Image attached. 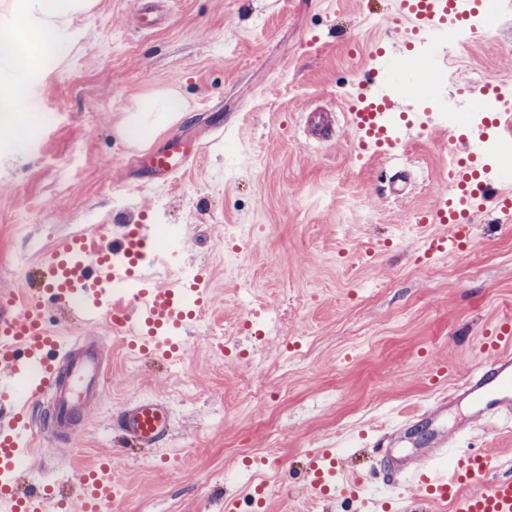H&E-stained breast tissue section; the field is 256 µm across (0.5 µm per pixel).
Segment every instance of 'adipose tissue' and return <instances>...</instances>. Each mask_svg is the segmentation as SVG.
Listing matches in <instances>:
<instances>
[{"instance_id": "ef3b65f1", "label": "adipose tissue", "mask_w": 512, "mask_h": 512, "mask_svg": "<svg viewBox=\"0 0 512 512\" xmlns=\"http://www.w3.org/2000/svg\"><path fill=\"white\" fill-rule=\"evenodd\" d=\"M85 0H36L37 31L32 41H19L14 33L0 32V62L8 63L11 70L25 71L33 51L43 54L57 52L52 38L56 28L66 24L77 11L85 8ZM187 110L184 100L171 91H161L141 103L122 128L131 140L141 141L159 126L179 121Z\"/></svg>"}]
</instances>
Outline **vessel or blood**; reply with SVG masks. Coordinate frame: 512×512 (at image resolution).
<instances>
[{
  "label": "vessel or blood",
  "mask_w": 512,
  "mask_h": 512,
  "mask_svg": "<svg viewBox=\"0 0 512 512\" xmlns=\"http://www.w3.org/2000/svg\"><path fill=\"white\" fill-rule=\"evenodd\" d=\"M483 0H395L397 13L420 40L445 39L449 25L466 26L478 14ZM345 105L348 123L366 158L392 159L410 129H440L448 134L450 164L448 191L437 193L425 211V223L444 224L447 234L426 233L422 249L434 257L455 251L471 241L474 215L487 209L512 215V192L491 163L494 144L512 142V92H479L454 103L450 113L417 112L405 126L402 99L371 89L360 82ZM476 115V123L459 127L453 113ZM200 151L168 147L142 152L153 177L148 185L159 192L172 186L187 171ZM158 250L150 225L101 224L57 239L36 269V284L24 294L0 295V369L12 384L11 395L0 392V512H67L78 498L80 512H103L116 496L117 486L106 466L88 468L72 483V492L51 491L33 483L20 489L19 460L27 454L30 433L39 430L79 447L88 408L97 404L107 373L104 348L97 337L63 339L51 327L47 312L81 311L84 325L107 317L114 333L133 347L155 357L177 356L176 336L190 333L191 307L208 297L203 276L185 266L176 278L156 269ZM466 400L473 412L464 427L437 429L428 448L404 459L391 481L387 498L448 501L453 512H512V475H497L498 458L463 447L467 429L512 418V322L495 332L486 356L476 370L448 395ZM174 424L169 403L150 395L130 402L119 417L123 439L136 447H155L170 435ZM452 458L453 467L441 461ZM313 499L323 500L332 490H364V478L348 479L331 451L309 454L304 473ZM470 480L474 489L462 495L458 486Z\"/></svg>",
  "instance_id": "vessel-or-blood-1"
}]
</instances>
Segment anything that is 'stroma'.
<instances>
[{
  "label": "stroma",
  "mask_w": 512,
  "mask_h": 512,
  "mask_svg": "<svg viewBox=\"0 0 512 512\" xmlns=\"http://www.w3.org/2000/svg\"><path fill=\"white\" fill-rule=\"evenodd\" d=\"M137 9L92 0L58 30L55 60L32 57L29 107L14 117L25 161L0 137V291L30 287L17 258L35 266L57 238L115 217L184 234L186 254L169 262L202 266L209 308L183 336L185 355L162 363L96 325L110 365L82 444L51 459L40 443L20 485L76 478L108 455L119 487L109 512H224L248 490L245 460L269 455L281 469L264 472L268 512H364L340 493L312 503L289 479L331 444L350 472L376 475L366 495L388 512L372 436L461 382L485 334L512 319V219L488 209L465 249L424 257L417 225L448 186L447 136L415 134L396 163L359 158L348 93L370 77L403 96L401 77L421 59L399 44L407 24L392 0H174L153 31L139 29ZM378 42L387 54L373 74ZM475 72L493 88L512 83V14L481 30L413 110H446ZM162 90L190 110L153 146L232 133L157 195L118 131ZM400 168L414 186L398 199L389 183ZM148 395L172 404L173 435L119 447L113 415Z\"/></svg>",
  "instance_id": "stroma-1"
}]
</instances>
